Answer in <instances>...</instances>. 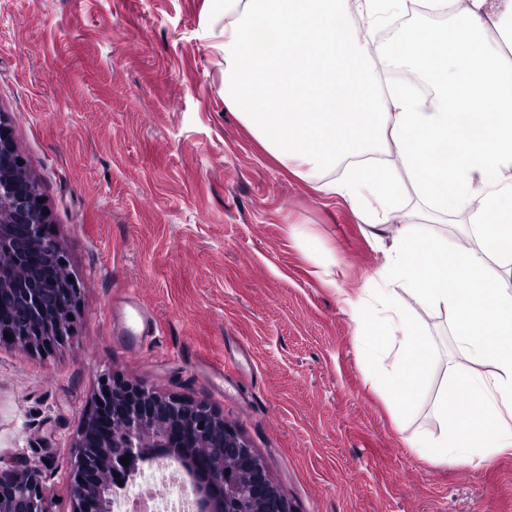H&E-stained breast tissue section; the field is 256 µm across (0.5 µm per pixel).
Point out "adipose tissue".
<instances>
[{
	"mask_svg": "<svg viewBox=\"0 0 512 512\" xmlns=\"http://www.w3.org/2000/svg\"><path fill=\"white\" fill-rule=\"evenodd\" d=\"M413 0H208L224 24V104L282 166L329 195L369 193L373 224L393 219L400 183L368 156L396 155L423 195L422 227H401L385 282L347 298L380 384L398 417L415 410V389L435 365L395 300L404 286L421 308L450 311L458 352L471 370L442 387L439 434L419 441L428 456L475 467L512 449V284L489 275V259L512 265V0H414L451 17V30L417 28L382 47L358 37ZM405 67L425 93L386 85ZM344 165L345 175L327 180ZM465 216L461 240L424 226ZM490 373H482V366Z\"/></svg>",
	"mask_w": 512,
	"mask_h": 512,
	"instance_id": "adipose-tissue-1",
	"label": "adipose tissue"
}]
</instances>
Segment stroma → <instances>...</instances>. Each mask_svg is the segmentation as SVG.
<instances>
[{
    "instance_id": "1",
    "label": "stroma",
    "mask_w": 512,
    "mask_h": 512,
    "mask_svg": "<svg viewBox=\"0 0 512 512\" xmlns=\"http://www.w3.org/2000/svg\"><path fill=\"white\" fill-rule=\"evenodd\" d=\"M207 0H0V111L80 294L46 353L0 345V466H38L71 512L73 438L103 377L204 400L290 512H512V454L481 468L412 444L461 363L445 311L401 305L436 367L394 423L343 296L387 270L397 224L283 168L224 105ZM155 332L122 345L115 319Z\"/></svg>"
}]
</instances>
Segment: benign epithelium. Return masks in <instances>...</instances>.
<instances>
[{"mask_svg": "<svg viewBox=\"0 0 512 512\" xmlns=\"http://www.w3.org/2000/svg\"><path fill=\"white\" fill-rule=\"evenodd\" d=\"M21 159L0 115V205L11 213L9 223L0 225V257L9 259L0 263V345L46 350L73 336L69 316L80 288L63 276L68 259L51 232V214L42 213L46 204L38 183L4 175L26 167ZM199 446L216 449L235 475L207 454L193 455L191 449ZM72 447L73 512H112V499L95 491L103 472L116 474L112 484L123 487L147 453L190 475L197 512H290L266 463L206 402L105 377L82 414ZM125 457L129 463H120ZM0 512H50L38 467L0 470Z\"/></svg>", "mask_w": 512, "mask_h": 512, "instance_id": "obj_1", "label": "benign epithelium"}]
</instances>
